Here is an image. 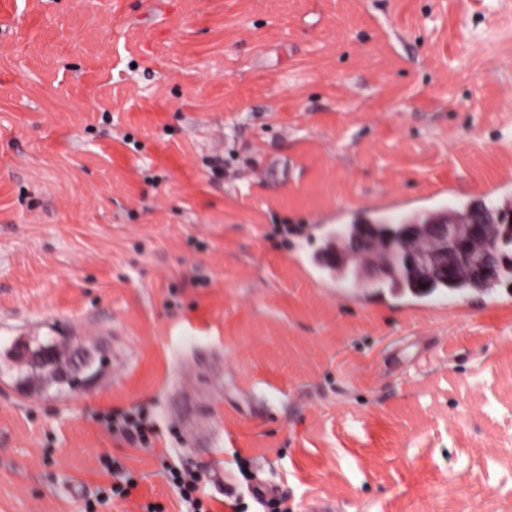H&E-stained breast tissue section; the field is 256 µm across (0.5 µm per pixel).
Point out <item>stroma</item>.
Instances as JSON below:
<instances>
[{
  "label": "stroma",
  "mask_w": 512,
  "mask_h": 512,
  "mask_svg": "<svg viewBox=\"0 0 512 512\" xmlns=\"http://www.w3.org/2000/svg\"><path fill=\"white\" fill-rule=\"evenodd\" d=\"M512 206V0H0V512H512V280L307 276L325 224ZM145 408L139 448L95 412ZM122 466L112 460V474H115L120 482L113 483L107 490H102L100 495L95 500H87L85 502V510L83 512H98L97 505L107 503L112 496L129 497L133 489L137 487V483L131 479L130 476H119L121 474ZM163 468L167 478L178 490L181 499L192 509L187 512H211V510L205 508L204 494L192 471L186 467L165 462H163Z\"/></svg>",
  "instance_id": "stroma-1"
}]
</instances>
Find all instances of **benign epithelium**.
Segmentation results:
<instances>
[{"instance_id": "benign-epithelium-1", "label": "benign epithelium", "mask_w": 512, "mask_h": 512, "mask_svg": "<svg viewBox=\"0 0 512 512\" xmlns=\"http://www.w3.org/2000/svg\"><path fill=\"white\" fill-rule=\"evenodd\" d=\"M512 233V216L492 207L469 208L462 225L435 222L418 229L406 224L399 237L379 238L370 226L352 238L345 253L361 262L362 280L379 279L386 266L372 260L375 253L396 255L414 274L435 271L448 278L467 271L477 280L492 282L499 278L506 259L494 242L497 229Z\"/></svg>"}]
</instances>
